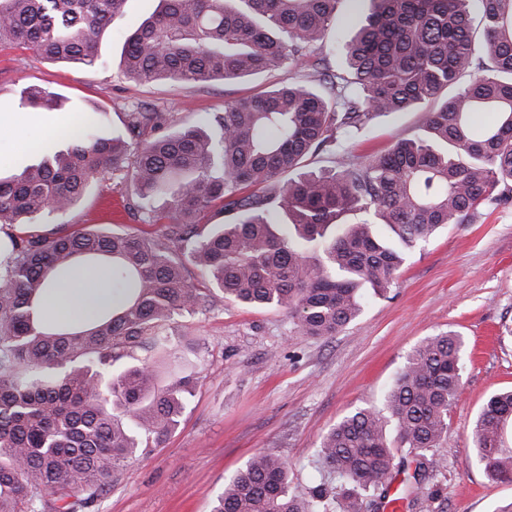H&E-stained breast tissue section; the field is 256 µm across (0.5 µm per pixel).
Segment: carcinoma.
Segmentation results:
<instances>
[{
  "label": "carcinoma",
  "mask_w": 512,
  "mask_h": 512,
  "mask_svg": "<svg viewBox=\"0 0 512 512\" xmlns=\"http://www.w3.org/2000/svg\"><path fill=\"white\" fill-rule=\"evenodd\" d=\"M125 42L134 81L226 84L302 70L269 90L225 104L202 126L180 125L142 145L97 136V117L65 135L63 150L0 176V227L63 214L94 181L127 175L136 207L161 234L93 230L29 233L0 264V512H83L139 448L173 430L192 377L154 362L118 373L169 322L212 293L239 305L280 307L302 336L338 334L362 312V290L385 293L407 255L479 207L512 202V0H370L351 34L326 33L342 0H159ZM126 0H0V51L95 64L98 37ZM338 55L343 67L326 63ZM24 108L68 100L42 86ZM438 106L423 134L360 163L310 170L308 156L354 138L382 113ZM160 112L127 113L131 137L160 129ZM164 197L166 212L156 200ZM222 224H200L208 212ZM361 215L353 224L345 215ZM112 259L122 311L75 332L43 329L32 304L55 270ZM206 278L202 290L187 267ZM463 340L429 336L407 355L380 409L358 408L319 440L317 469L336 482L303 492L288 460L260 452L224 483L211 512H365L386 498L396 460L416 466L421 494L461 382ZM512 390L490 396L473 422L471 450L494 481L512 483Z\"/></svg>",
  "instance_id": "1"
}]
</instances>
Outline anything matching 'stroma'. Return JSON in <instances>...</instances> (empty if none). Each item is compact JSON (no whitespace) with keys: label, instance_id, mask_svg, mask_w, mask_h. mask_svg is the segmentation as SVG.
Returning <instances> with one entry per match:
<instances>
[{"label":"stroma","instance_id":"stroma-1","mask_svg":"<svg viewBox=\"0 0 512 512\" xmlns=\"http://www.w3.org/2000/svg\"><path fill=\"white\" fill-rule=\"evenodd\" d=\"M159 7V0H128L126 15L102 36L98 60L88 67L49 62L31 52L0 53V167L40 161L36 147L46 127L74 126L75 108L107 113L99 135L124 133L126 112L145 107L181 123L199 124L227 102L286 81L288 71L239 84L137 83L121 70L127 36ZM37 84L68 99L72 112L47 125L18 128L21 88ZM425 110L378 116L332 153L311 156V168L339 159L364 161L395 140L418 133ZM33 152L17 154L19 141ZM133 186L122 178L92 184L66 214L38 224L39 233L96 227L152 236L160 227L129 215ZM178 346L197 379L177 428L160 444L140 449L116 475L92 512H210L228 480L255 453L270 451L293 462L299 490L323 481L311 460L321 436L355 409L380 406L407 354L424 338L454 331L464 342L459 394L448 411L440 453L445 469L431 493L403 512H497L512 501V484L488 480L469 444L472 424L487 399L512 388V204L482 207L467 223L452 224L409 255L389 293L363 292V312L331 338L294 332L286 310L249 308L218 298L193 315L175 316Z\"/></svg>","mask_w":512,"mask_h":512}]
</instances>
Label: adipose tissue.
Instances as JSON below:
<instances>
[{
  "instance_id": "obj_1",
  "label": "adipose tissue",
  "mask_w": 512,
  "mask_h": 512,
  "mask_svg": "<svg viewBox=\"0 0 512 512\" xmlns=\"http://www.w3.org/2000/svg\"><path fill=\"white\" fill-rule=\"evenodd\" d=\"M123 300L122 289L112 285L111 263L102 261L53 274L48 288L35 299L34 311L41 324L79 329L118 310Z\"/></svg>"
}]
</instances>
